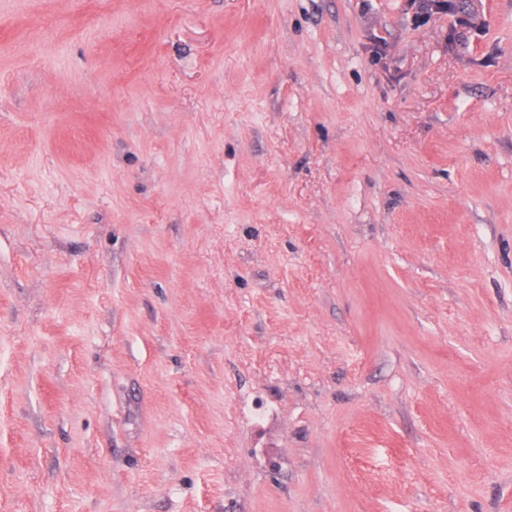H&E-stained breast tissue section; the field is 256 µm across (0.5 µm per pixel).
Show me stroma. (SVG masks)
<instances>
[{
	"instance_id": "obj_1",
	"label": "stroma",
	"mask_w": 512,
	"mask_h": 512,
	"mask_svg": "<svg viewBox=\"0 0 512 512\" xmlns=\"http://www.w3.org/2000/svg\"><path fill=\"white\" fill-rule=\"evenodd\" d=\"M0 0V512H512V0Z\"/></svg>"
}]
</instances>
